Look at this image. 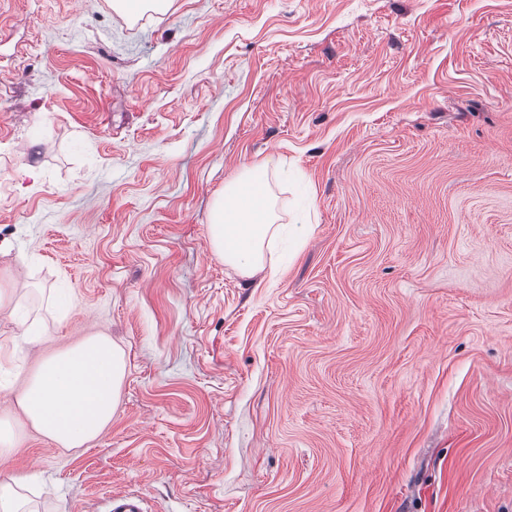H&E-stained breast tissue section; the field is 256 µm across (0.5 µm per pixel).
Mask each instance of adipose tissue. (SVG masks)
Listing matches in <instances>:
<instances>
[{
	"instance_id": "ef3b65f1",
	"label": "adipose tissue",
	"mask_w": 512,
	"mask_h": 512,
	"mask_svg": "<svg viewBox=\"0 0 512 512\" xmlns=\"http://www.w3.org/2000/svg\"><path fill=\"white\" fill-rule=\"evenodd\" d=\"M280 169V159L272 156L244 167L211 207V247L246 278L265 268L281 233L273 190ZM125 369L123 351L107 336L93 334L42 358L14 400L57 445L80 448L111 423Z\"/></svg>"
}]
</instances>
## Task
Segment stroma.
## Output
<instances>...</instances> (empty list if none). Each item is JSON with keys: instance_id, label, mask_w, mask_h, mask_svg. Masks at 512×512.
Instances as JSON below:
<instances>
[{"instance_id": "stroma-1", "label": "stroma", "mask_w": 512, "mask_h": 512, "mask_svg": "<svg viewBox=\"0 0 512 512\" xmlns=\"http://www.w3.org/2000/svg\"><path fill=\"white\" fill-rule=\"evenodd\" d=\"M268 156L254 281L208 225ZM4 241L1 384L126 361L87 447L9 407L36 512H512V0H0ZM112 7L131 18H137L146 12H166L172 0H113ZM103 512H145L142 499L135 494L110 496Z\"/></svg>"}]
</instances>
